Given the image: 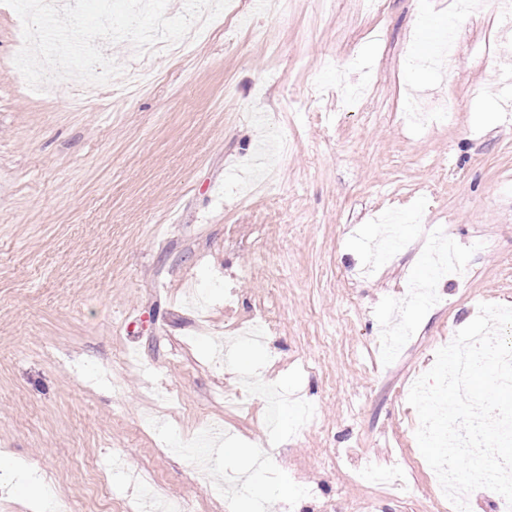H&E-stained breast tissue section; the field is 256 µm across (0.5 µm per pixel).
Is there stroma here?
Returning <instances> with one entry per match:
<instances>
[{
    "label": "stroma",
    "instance_id": "obj_1",
    "mask_svg": "<svg viewBox=\"0 0 512 512\" xmlns=\"http://www.w3.org/2000/svg\"><path fill=\"white\" fill-rule=\"evenodd\" d=\"M18 18L0 0V512L48 499H191L224 512H435L412 435L413 380L483 303L512 306V56L497 0H230L151 64L107 45L117 92L36 95L11 80ZM456 29L457 65L418 46ZM453 95L452 123L418 129L411 95ZM280 131L288 153L256 160ZM408 217L374 261L384 214ZM448 227L469 272L434 280ZM434 282L442 304L416 295ZM270 321L256 344L237 327ZM287 423L269 425L273 409ZM219 422L206 465L185 454ZM243 448L228 458L224 448ZM260 452L267 490L247 482ZM300 489L280 496L281 482Z\"/></svg>",
    "mask_w": 512,
    "mask_h": 512
}]
</instances>
